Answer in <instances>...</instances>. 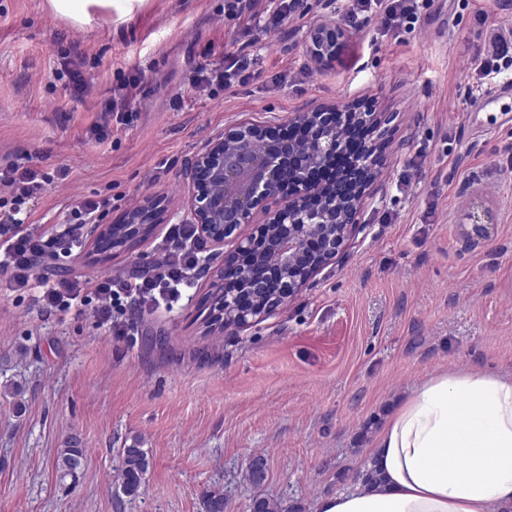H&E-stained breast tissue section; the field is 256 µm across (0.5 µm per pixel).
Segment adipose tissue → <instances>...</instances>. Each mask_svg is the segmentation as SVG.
Here are the masks:
<instances>
[{
    "label": "adipose tissue",
    "mask_w": 512,
    "mask_h": 512,
    "mask_svg": "<svg viewBox=\"0 0 512 512\" xmlns=\"http://www.w3.org/2000/svg\"><path fill=\"white\" fill-rule=\"evenodd\" d=\"M133 3L49 0L79 25ZM370 455L380 486L320 499L315 512H512V373L425 377L379 428Z\"/></svg>",
    "instance_id": "1"
}]
</instances>
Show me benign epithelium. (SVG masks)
I'll list each match as a JSON object with an SVG mask.
<instances>
[{
	"instance_id": "1",
	"label": "benign epithelium",
	"mask_w": 512,
	"mask_h": 512,
	"mask_svg": "<svg viewBox=\"0 0 512 512\" xmlns=\"http://www.w3.org/2000/svg\"><path fill=\"white\" fill-rule=\"evenodd\" d=\"M341 34L336 20H321L311 38L315 57L329 58ZM339 116L378 129L389 120L380 113L354 112L347 105ZM289 124L302 128L305 139L274 141L268 126L245 123L206 145L185 173L193 187L187 223L198 225L213 244H224L243 224L253 225L210 275L215 303L208 317L223 328L243 327L278 310L329 264L352 232L365 186L382 174L381 157L371 144L361 156L365 178L359 190L327 192L314 186L309 173L326 166L344 147L340 127L318 109L296 114ZM285 168L291 170L292 180L286 195L281 186ZM317 195L323 196L322 205L307 208L308 198ZM312 239L320 243L313 253L308 250ZM226 268L236 271L251 304L224 298Z\"/></svg>"
}]
</instances>
